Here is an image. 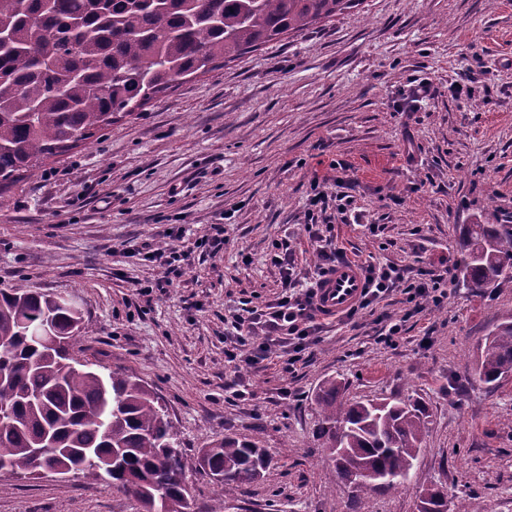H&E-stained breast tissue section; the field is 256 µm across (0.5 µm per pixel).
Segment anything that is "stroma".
<instances>
[{
  "label": "stroma",
  "instance_id": "obj_1",
  "mask_svg": "<svg viewBox=\"0 0 512 512\" xmlns=\"http://www.w3.org/2000/svg\"><path fill=\"white\" fill-rule=\"evenodd\" d=\"M487 73L455 93L459 73ZM429 81L433 94L413 102ZM353 195L319 231L348 259L455 268L463 225L512 224V0H362L342 15L184 78L97 139L45 159L0 191V289L22 283L83 314L78 357L131 370L180 437L194 512H415L432 484L481 512H512V377L475 373L478 348L512 314V282L410 319L394 344L372 317L321 318L322 341L288 372L271 355L228 361L231 321L277 298L272 262H317L306 224L315 190ZM224 242L204 244L214 225ZM377 232H370V225ZM185 255L181 278L135 245ZM346 399L425 408L408 484L353 497L315 437L327 379ZM231 435L271 465L218 495L197 452ZM0 512H140L74 475L0 472Z\"/></svg>",
  "mask_w": 512,
  "mask_h": 512
}]
</instances>
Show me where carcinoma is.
Returning <instances> with one entry per match:
<instances>
[{
	"mask_svg": "<svg viewBox=\"0 0 512 512\" xmlns=\"http://www.w3.org/2000/svg\"><path fill=\"white\" fill-rule=\"evenodd\" d=\"M361 0H0V186L141 110L187 76L300 33ZM458 283L484 293L512 281V224H467ZM81 312L25 285L0 289V469L32 475L48 436L73 474L105 484L142 512H192L178 433L132 372L68 365ZM476 374L512 376V315L485 337ZM317 440L355 495L396 490L422 451L416 401L346 402L336 380L316 395ZM224 492L271 464L256 442L226 436L199 452Z\"/></svg>",
	"mask_w": 512,
	"mask_h": 512,
	"instance_id": "cac0c4a2",
	"label": "carcinoma"
}]
</instances>
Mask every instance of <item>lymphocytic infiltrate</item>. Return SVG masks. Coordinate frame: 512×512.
Wrapping results in <instances>:
<instances>
[{"label": "lymphocytic infiltrate", "instance_id": "f902f5d3", "mask_svg": "<svg viewBox=\"0 0 512 512\" xmlns=\"http://www.w3.org/2000/svg\"><path fill=\"white\" fill-rule=\"evenodd\" d=\"M309 238L316 244L318 257L309 281L297 279L287 252L276 254L275 261L283 269L281 295L236 317L238 342L228 352L231 360L250 366L278 351L286 355L288 365L292 366L306 360L318 344L321 326L315 320V288L337 262L345 261L346 255L341 248L322 246L318 233H310ZM361 269L364 287L357 306L345 313V320H353L362 311L375 308L390 292L398 290L404 296L406 309L402 317L380 318L378 340L384 344L394 343L405 321L421 314L426 305L441 306L448 297V272L444 269L421 270L414 280L406 276L403 268L390 263L365 262Z\"/></svg>", "mask_w": 512, "mask_h": 512}]
</instances>
